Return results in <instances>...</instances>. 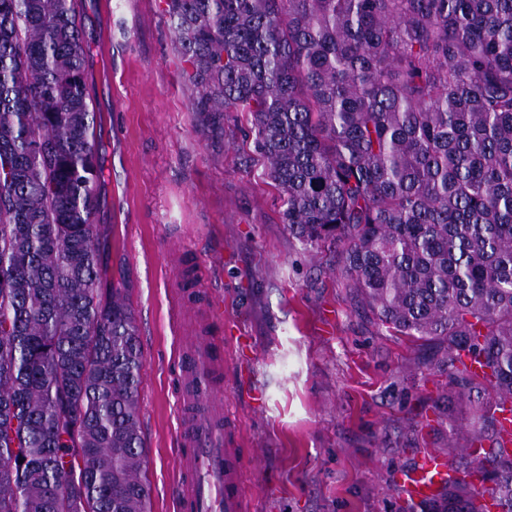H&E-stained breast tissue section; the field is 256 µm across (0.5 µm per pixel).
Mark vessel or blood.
<instances>
[{"label":"vessel or blood","instance_id":"b4317fda","mask_svg":"<svg viewBox=\"0 0 512 512\" xmlns=\"http://www.w3.org/2000/svg\"><path fill=\"white\" fill-rule=\"evenodd\" d=\"M186 409L196 411L190 428L177 435L183 483L174 489L177 512H245L242 470L234 449L224 445V422L212 412L222 398L217 375L224 351L206 338L178 350ZM446 456L420 455L416 465L400 471L395 481L406 499L419 502L438 493L448 479Z\"/></svg>","mask_w":512,"mask_h":512}]
</instances>
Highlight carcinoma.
<instances>
[{"label":"carcinoma","mask_w":512,"mask_h":512,"mask_svg":"<svg viewBox=\"0 0 512 512\" xmlns=\"http://www.w3.org/2000/svg\"><path fill=\"white\" fill-rule=\"evenodd\" d=\"M83 0H0V512H148L143 350L98 234ZM212 133L247 114L304 248L432 341L472 441L402 512H512V0H165ZM483 362L481 375L466 358ZM482 473L475 489L464 477Z\"/></svg>","instance_id":"carcinoma-1"}]
</instances>
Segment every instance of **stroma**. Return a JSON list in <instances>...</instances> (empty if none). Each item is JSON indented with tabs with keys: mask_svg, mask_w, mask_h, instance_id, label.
Wrapping results in <instances>:
<instances>
[{
	"mask_svg": "<svg viewBox=\"0 0 512 512\" xmlns=\"http://www.w3.org/2000/svg\"><path fill=\"white\" fill-rule=\"evenodd\" d=\"M162 0H85L90 93L107 116L109 176L97 223L143 347L139 415L150 512H175L179 360L170 329L176 282L224 303L223 325L188 310L192 335L228 348L224 411L244 464L247 512H400L390 482L421 453L468 447L465 407L443 402L433 343L379 327L340 279L336 253L307 252L281 222L278 191L249 144L242 112L224 133L193 109L187 63Z\"/></svg>",
	"mask_w": 512,
	"mask_h": 512,
	"instance_id": "35a3bbf8",
	"label": "stroma"
}]
</instances>
